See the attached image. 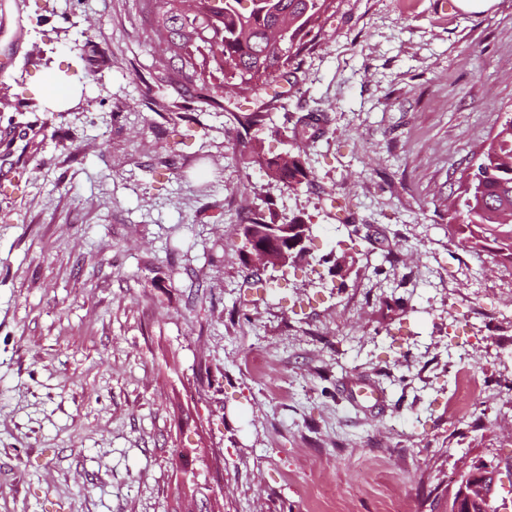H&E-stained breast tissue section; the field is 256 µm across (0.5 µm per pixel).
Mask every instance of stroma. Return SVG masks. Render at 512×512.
I'll list each match as a JSON object with an SVG mask.
<instances>
[{
	"instance_id": "obj_1",
	"label": "stroma",
	"mask_w": 512,
	"mask_h": 512,
	"mask_svg": "<svg viewBox=\"0 0 512 512\" xmlns=\"http://www.w3.org/2000/svg\"><path fill=\"white\" fill-rule=\"evenodd\" d=\"M155 14L0 0V512H446L467 460L512 512V265L448 224L512 116V0H334L254 100L219 93V56L166 80ZM307 114L289 190L264 161ZM262 197L312 225L311 263L250 265ZM463 370L487 397L455 415ZM44 102L51 108L61 110L77 97V91L65 84L57 75L45 76L40 89Z\"/></svg>"
}]
</instances>
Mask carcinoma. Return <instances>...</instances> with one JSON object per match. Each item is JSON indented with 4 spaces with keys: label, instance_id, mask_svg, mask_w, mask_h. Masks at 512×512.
<instances>
[{
    "label": "carcinoma",
    "instance_id": "carcinoma-1",
    "mask_svg": "<svg viewBox=\"0 0 512 512\" xmlns=\"http://www.w3.org/2000/svg\"><path fill=\"white\" fill-rule=\"evenodd\" d=\"M249 6H243V2ZM331 0H199V11L186 13L183 0H161L155 29L170 33L167 66L205 80L207 56L203 44L218 45L224 57V80H239L238 89L247 95L282 76L288 55L281 54L271 33L285 20L297 21L288 34L287 45H305V39L320 26ZM309 121H299L294 140L297 153L288 162L279 157L266 160L274 181L288 189L311 182L310 173L300 163V153L314 142ZM448 223L456 226L461 242L472 249L493 244L494 257L512 264V116L482 147L477 168L457 201L448 205ZM297 224L278 220L273 211L254 210L243 227L246 240L274 229L280 237L295 236Z\"/></svg>",
    "mask_w": 512,
    "mask_h": 512
}]
</instances>
